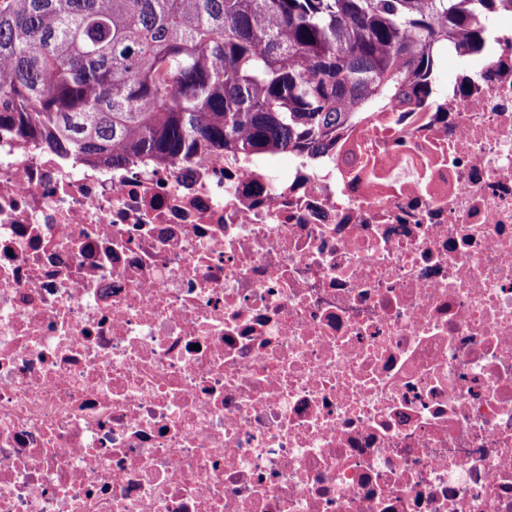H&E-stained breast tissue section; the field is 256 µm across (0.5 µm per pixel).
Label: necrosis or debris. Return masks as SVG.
Here are the masks:
<instances>
[{
  "label": "necrosis or debris",
  "mask_w": 512,
  "mask_h": 512,
  "mask_svg": "<svg viewBox=\"0 0 512 512\" xmlns=\"http://www.w3.org/2000/svg\"><path fill=\"white\" fill-rule=\"evenodd\" d=\"M334 149L0 134V512H512V5Z\"/></svg>",
  "instance_id": "1"
}]
</instances>
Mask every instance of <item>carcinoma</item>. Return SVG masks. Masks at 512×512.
Wrapping results in <instances>:
<instances>
[{
	"label": "carcinoma",
	"mask_w": 512,
	"mask_h": 512,
	"mask_svg": "<svg viewBox=\"0 0 512 512\" xmlns=\"http://www.w3.org/2000/svg\"><path fill=\"white\" fill-rule=\"evenodd\" d=\"M502 0H0V133L90 165L312 157L435 94Z\"/></svg>",
	"instance_id": "1"
}]
</instances>
